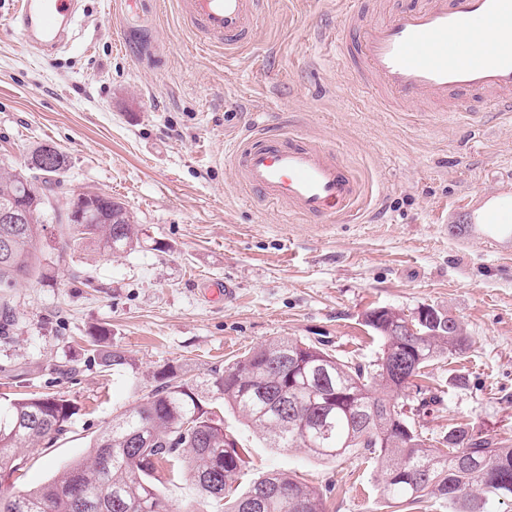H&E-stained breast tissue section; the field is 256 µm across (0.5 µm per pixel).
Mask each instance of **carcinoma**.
Here are the masks:
<instances>
[{
  "label": "carcinoma",
  "instance_id": "carcinoma-1",
  "mask_svg": "<svg viewBox=\"0 0 512 512\" xmlns=\"http://www.w3.org/2000/svg\"><path fill=\"white\" fill-rule=\"evenodd\" d=\"M56 168L42 183L63 182L68 156L55 150ZM23 179L0 171V207L28 205ZM92 224L70 226V240L102 255L140 245L139 230L124 205H96ZM59 224L49 209L36 208L34 224H0V288L28 280L40 271L39 243L47 224ZM433 334L410 317L420 335L390 333L392 312L381 307L365 322L380 342L378 356L366 367L351 366L316 347L281 338L202 377L169 366L155 375L158 385L133 408L119 412L91 442L89 456L73 462L60 476L20 493L18 512H171L164 489L189 477L198 496L224 512H326L321 490L288 473L267 472L233 494L244 475L245 460L224 421L207 408L221 399L247 425L262 432L278 450L302 448L320 461H334L361 449L379 463L377 483L388 501L415 503L430 495L448 512H499L512 502V447L467 427L448 429L437 443L407 419L398 392L405 378L429 405L425 368L441 356L459 357L470 337L457 321L429 308ZM103 365L120 371L126 354L106 349L107 332L91 337ZM74 414L68 400L32 395L0 400V477L19 471L23 452L65 431Z\"/></svg>",
  "mask_w": 512,
  "mask_h": 512
}]
</instances>
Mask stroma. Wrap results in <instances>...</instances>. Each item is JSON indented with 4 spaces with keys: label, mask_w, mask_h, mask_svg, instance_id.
<instances>
[{
    "label": "stroma",
    "mask_w": 512,
    "mask_h": 512,
    "mask_svg": "<svg viewBox=\"0 0 512 512\" xmlns=\"http://www.w3.org/2000/svg\"><path fill=\"white\" fill-rule=\"evenodd\" d=\"M12 11L0 0V167L55 145L70 190L125 203L142 236L103 256L48 225L41 275L0 288V394L75 407L66 432L26 450L0 490L38 487L86 457L164 367L207 374L282 337L368 365L380 343L365 316L377 307L437 309L471 341L429 366L434 402L405 397L417 430L432 439L462 423L512 446V237L475 221L487 198L512 194V117L471 126L377 110L326 39L345 30L338 0H268L230 66L177 0H81L68 45L52 53L24 46ZM257 120L334 148L360 184L356 211L320 224L251 199L228 147ZM100 326L131 359L126 371L91 350ZM224 431L248 476L296 474L323 490L327 512H443L429 499L391 506L360 452L321 462L276 451L229 410Z\"/></svg>",
    "instance_id": "stroma-1"
}]
</instances>
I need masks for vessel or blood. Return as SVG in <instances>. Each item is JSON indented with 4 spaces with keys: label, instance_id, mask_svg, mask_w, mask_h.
<instances>
[{
    "label": "vessel or blood",
    "instance_id": "obj_1",
    "mask_svg": "<svg viewBox=\"0 0 512 512\" xmlns=\"http://www.w3.org/2000/svg\"><path fill=\"white\" fill-rule=\"evenodd\" d=\"M264 0H182L208 45L233 61L248 43ZM73 0H15L17 32L28 47L66 45ZM348 33L337 38L339 60L389 112L431 105L476 123L478 113L512 112V0H413L384 20L367 22L346 7ZM481 110V111H482ZM235 177L249 194L302 218L324 221L352 211L360 185L336 153L300 134L265 127L240 141L231 156Z\"/></svg>",
    "mask_w": 512,
    "mask_h": 512
}]
</instances>
